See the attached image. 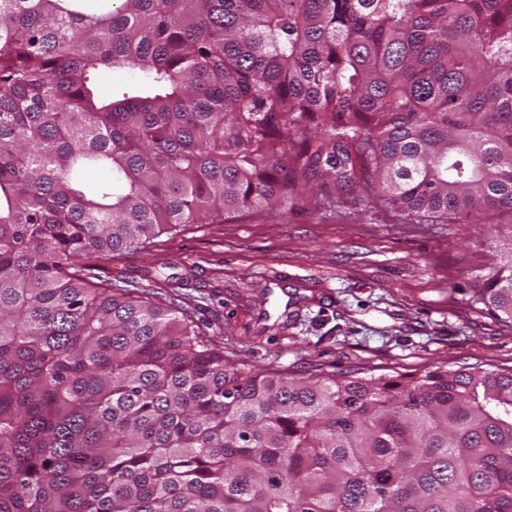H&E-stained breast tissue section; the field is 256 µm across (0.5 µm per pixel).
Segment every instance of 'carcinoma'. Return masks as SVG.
Returning a JSON list of instances; mask_svg holds the SVG:
<instances>
[{
	"instance_id": "1",
	"label": "carcinoma",
	"mask_w": 512,
	"mask_h": 512,
	"mask_svg": "<svg viewBox=\"0 0 512 512\" xmlns=\"http://www.w3.org/2000/svg\"><path fill=\"white\" fill-rule=\"evenodd\" d=\"M84 2L0 0V512H512V369L246 372L95 282L313 184L512 225V0ZM491 251L472 301L512 323Z\"/></svg>"
}]
</instances>
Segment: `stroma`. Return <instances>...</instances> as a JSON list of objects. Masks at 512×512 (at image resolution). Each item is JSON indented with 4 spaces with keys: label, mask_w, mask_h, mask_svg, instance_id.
<instances>
[{
    "label": "stroma",
    "mask_w": 512,
    "mask_h": 512,
    "mask_svg": "<svg viewBox=\"0 0 512 512\" xmlns=\"http://www.w3.org/2000/svg\"><path fill=\"white\" fill-rule=\"evenodd\" d=\"M470 224H402L359 194L327 209L191 224L99 262L113 286L182 310L226 363L291 376L512 369V325L472 304Z\"/></svg>",
    "instance_id": "1"
}]
</instances>
